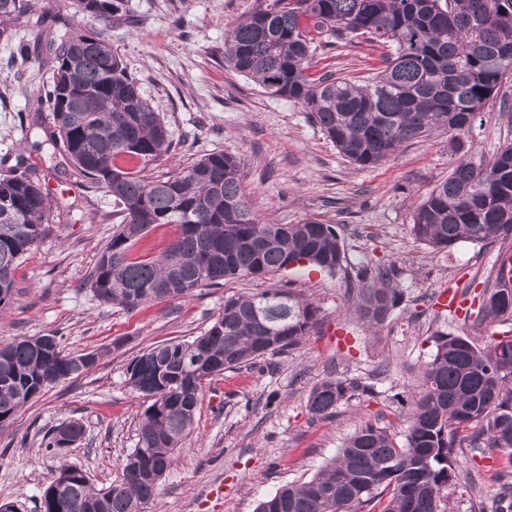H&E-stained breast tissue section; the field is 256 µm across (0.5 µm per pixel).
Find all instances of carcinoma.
Wrapping results in <instances>:
<instances>
[{"label": "carcinoma", "mask_w": 512, "mask_h": 512, "mask_svg": "<svg viewBox=\"0 0 512 512\" xmlns=\"http://www.w3.org/2000/svg\"><path fill=\"white\" fill-rule=\"evenodd\" d=\"M28 0H0L4 25L27 11ZM76 12L107 25L126 15L125 0H72ZM350 37L385 49L383 67L363 77L308 74L322 37ZM52 85L44 90L55 130L81 173L103 185L122 215L88 280L94 296L128 310L177 299L233 278H261L290 262L333 273L344 246L336 225L316 218L274 224L252 210L236 158L212 151L178 173L146 178L120 162L149 161L167 152L171 132L143 98L103 31H64L55 48ZM224 64L266 93L301 105L338 151L375 168L403 144L434 131L457 138L469 131L512 74V0H262L238 21L225 43ZM0 309L14 294L13 273L46 232L50 205L38 172L0 174ZM156 224L179 232L156 258L130 249ZM412 234L434 249L462 239L512 236V142L492 159L456 162L415 208ZM395 269L378 264L358 274L359 315L380 325L402 299ZM486 290L479 313L512 322V287ZM318 308L291 288L229 296L211 325L187 342L157 345L127 367L132 390L153 399L142 414L139 441L123 478L94 487L64 463L41 495V512H145L169 470L174 450L193 433L203 386L224 371L256 365L298 346L315 328ZM435 352L410 399L403 441L387 427L366 425L310 480L286 484L255 512H447L442 491L456 477L461 442L507 452L512 462V336L484 347L438 332ZM101 350L64 353L57 336H17L0 343V429L49 386L91 372ZM361 379L327 378L307 400L311 419L369 393ZM73 421L54 430L46 448L61 454L79 441ZM498 501L512 509V476L496 473Z\"/></svg>", "instance_id": "obj_1"}]
</instances>
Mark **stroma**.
I'll return each mask as SVG.
<instances>
[{
  "mask_svg": "<svg viewBox=\"0 0 512 512\" xmlns=\"http://www.w3.org/2000/svg\"><path fill=\"white\" fill-rule=\"evenodd\" d=\"M258 0H126L129 21L104 34L135 77L143 96L167 123L175 143L146 173H177L187 157L213 150L235 156L253 210L278 224L317 218L336 224L344 246L340 271L295 266L262 279H233L181 299L157 300L129 311L95 298L88 285L117 230L112 197L72 164L63 145L47 144L48 109L36 99L51 82L49 41L63 26L89 30L70 0H30L26 14L0 37V173L16 163L42 171L51 205L45 236L14 272L10 305L0 310V340L60 336L66 353L105 355L90 373L53 384L0 430V503L40 512V494L61 463L80 467L98 486L122 475L138 441L149 398L127 383L131 360L150 347L203 333L230 295L279 285L309 297L318 324L293 350L266 364L225 371L203 388L193 434L175 452L147 512H254L282 484L317 473L362 426L403 434L399 400L418 388L422 370L445 332L479 345L504 324L482 321L481 296L494 282L500 252L512 238L463 240L444 250L415 241L412 215L460 157H492L512 140V78L469 133L437 132L402 146L380 166L359 168L343 156L301 105L264 93L224 65L232 26ZM381 49L365 43L317 47L313 71L361 77L380 66ZM394 265L402 300L378 328L355 308L357 274ZM467 295L463 311L438 303L446 287ZM328 377H357L370 394L351 399L336 416L310 420L313 386ZM81 441L59 456L45 435L70 422ZM459 475L444 491L449 512H498L493 477L512 463L506 453L463 443Z\"/></svg>",
  "mask_w": 512,
  "mask_h": 512,
  "instance_id": "obj_1",
  "label": "stroma"
}]
</instances>
